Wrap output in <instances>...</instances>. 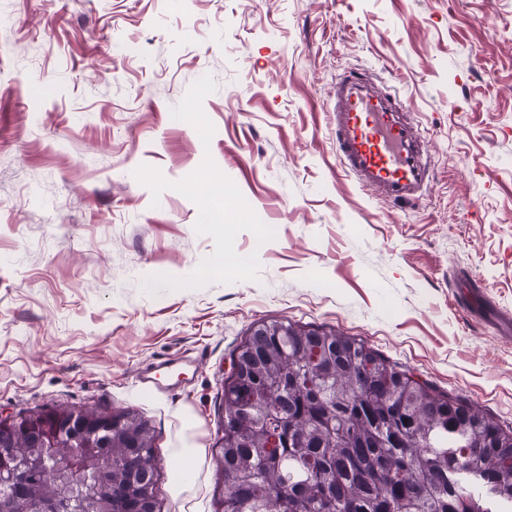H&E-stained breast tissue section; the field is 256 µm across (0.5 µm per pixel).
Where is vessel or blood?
Returning a JSON list of instances; mask_svg holds the SVG:
<instances>
[{"label":"vessel or blood","instance_id":"1","mask_svg":"<svg viewBox=\"0 0 512 512\" xmlns=\"http://www.w3.org/2000/svg\"><path fill=\"white\" fill-rule=\"evenodd\" d=\"M334 95L333 145L347 173L388 198L416 197L425 166L395 97L361 79L340 80Z\"/></svg>","mask_w":512,"mask_h":512}]
</instances>
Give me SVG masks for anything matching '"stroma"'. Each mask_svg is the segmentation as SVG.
<instances>
[{
    "instance_id": "35a3bbf8",
    "label": "stroma",
    "mask_w": 512,
    "mask_h": 512,
    "mask_svg": "<svg viewBox=\"0 0 512 512\" xmlns=\"http://www.w3.org/2000/svg\"><path fill=\"white\" fill-rule=\"evenodd\" d=\"M350 73L413 118L418 200L339 163ZM466 279L512 315V0H0V413L137 411L159 512H218L224 379L262 321L512 427V337ZM168 359L196 370L143 389Z\"/></svg>"
}]
</instances>
